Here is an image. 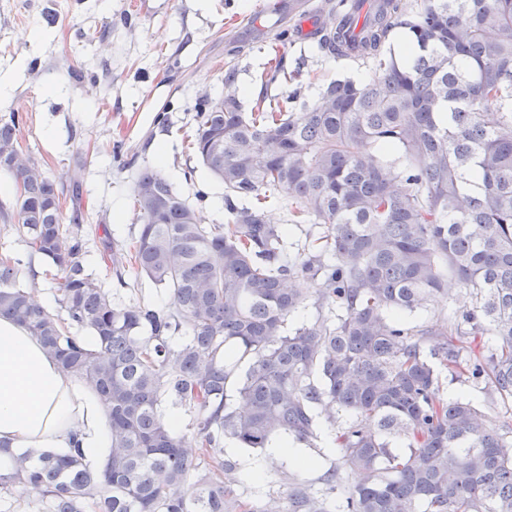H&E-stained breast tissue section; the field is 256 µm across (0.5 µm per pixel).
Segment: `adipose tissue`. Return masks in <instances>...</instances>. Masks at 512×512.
<instances>
[{
  "label": "adipose tissue",
  "mask_w": 512,
  "mask_h": 512,
  "mask_svg": "<svg viewBox=\"0 0 512 512\" xmlns=\"http://www.w3.org/2000/svg\"><path fill=\"white\" fill-rule=\"evenodd\" d=\"M0 444L66 454L98 466L111 445L107 412L85 380L66 377L28 330L0 317Z\"/></svg>",
  "instance_id": "adipose-tissue-1"
}]
</instances>
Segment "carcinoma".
Here are the masks:
<instances>
[{
    "label": "carcinoma",
    "instance_id": "obj_1",
    "mask_svg": "<svg viewBox=\"0 0 512 512\" xmlns=\"http://www.w3.org/2000/svg\"><path fill=\"white\" fill-rule=\"evenodd\" d=\"M396 28L413 36L405 57L385 50ZM321 46L374 75L334 80L299 112L295 91L245 109L231 77L224 95L199 99L191 148L224 185L225 223H201L161 172L140 171L143 224L112 266L165 288L163 307H122L85 272L80 205L63 223L55 181L19 153L23 114L0 119L17 230L59 270L66 317L39 303L37 282L21 283L7 256L0 316L96 390L112 435L96 470L77 454H9L0 497L27 483L31 512H238L224 442H307L319 419L342 412L339 464L324 481L333 492L343 473L358 475L348 512H512V438L471 402L437 397L422 343L441 332L405 318L448 278L463 284L473 306L450 335L472 337L471 377L512 402V0H421L410 14L403 0H358ZM282 195L291 224L322 229L294 258L290 227L264 212ZM301 279L329 315L291 329ZM460 351L443 338L431 355L453 366ZM170 403L194 408L191 432L168 425ZM288 512L328 510L296 487Z\"/></svg>",
    "mask_w": 512,
    "mask_h": 512
}]
</instances>
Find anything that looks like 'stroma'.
<instances>
[{"mask_svg": "<svg viewBox=\"0 0 512 512\" xmlns=\"http://www.w3.org/2000/svg\"><path fill=\"white\" fill-rule=\"evenodd\" d=\"M266 2L0 0V118L24 114L17 146L56 182L63 215H71L73 199H80L85 269L123 306L167 301L161 287L130 266L115 273L109 259L139 234L134 190L140 170L158 167L204 223L226 220L223 185L187 147L201 96H222L231 74L245 105L263 90L273 98L294 89L310 102L329 81L372 74L359 61L318 54L316 33L333 19L326 0H285L277 14ZM277 52L296 79L263 86L261 75ZM160 113L167 118L162 125L155 121ZM15 199L0 196V255L37 265L47 308L59 312L60 274L17 233ZM471 306L467 288L454 283L410 319L443 323ZM436 372L441 400H471L495 429L512 423L491 384L473 379L467 365L440 364ZM346 421L337 414L334 422H320L315 439L297 444L309 460L298 468L268 451L226 444L224 456L235 464L224 477L232 496L258 512L274 505L283 512L301 484L314 496H329L332 512H343L355 476L345 475L332 495L323 477L337 462L336 433ZM245 460L256 476L244 472Z\"/></svg>", "mask_w": 512, "mask_h": 512, "instance_id": "obj_1", "label": "stroma"}]
</instances>
